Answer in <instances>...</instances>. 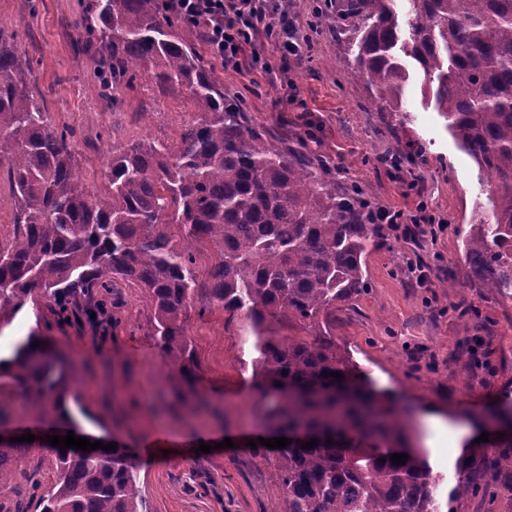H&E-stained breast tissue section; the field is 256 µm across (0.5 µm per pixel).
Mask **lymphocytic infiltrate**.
Listing matches in <instances>:
<instances>
[{
	"label": "lymphocytic infiltrate",
	"instance_id": "lymphocytic-infiltrate-1",
	"mask_svg": "<svg viewBox=\"0 0 512 512\" xmlns=\"http://www.w3.org/2000/svg\"><path fill=\"white\" fill-rule=\"evenodd\" d=\"M170 12L203 30L210 57L226 68L242 60L272 71L264 56L268 39H275L282 59L299 58L302 43L295 25L279 10V0H165Z\"/></svg>",
	"mask_w": 512,
	"mask_h": 512
}]
</instances>
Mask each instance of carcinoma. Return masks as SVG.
<instances>
[{
    "label": "carcinoma",
    "mask_w": 512,
    "mask_h": 512,
    "mask_svg": "<svg viewBox=\"0 0 512 512\" xmlns=\"http://www.w3.org/2000/svg\"><path fill=\"white\" fill-rule=\"evenodd\" d=\"M336 38L365 84L372 112H399L411 60L446 128L488 181L493 223L473 224L466 260L488 288L512 299V0H325ZM82 23L103 92L133 85L152 65L159 88H180L198 112L177 153L138 140L112 146L103 196L86 191L73 133L50 123L32 94L33 71L0 30V169L14 201L0 239V332L40 300L67 320L105 311L116 282L144 294L153 338L182 393L196 367L185 335L198 283L193 254L169 224L217 249L213 302L257 330L254 388L270 437L294 442L253 453L276 471L281 512H438L439 479L406 446L392 399L348 378L354 364L328 317L366 286V257L382 237L374 205L356 186L317 172L304 141L290 147L224 93L163 0H87ZM295 322L304 337L280 336ZM340 373V377L332 373ZM68 373L50 338L31 334L0 359V427L23 403L50 404L79 436L66 405ZM405 454L402 464L391 454ZM512 495V433L474 443L456 468L451 500ZM129 449L64 451L35 438L0 442V512H142Z\"/></svg>",
    "instance_id": "obj_1"
}]
</instances>
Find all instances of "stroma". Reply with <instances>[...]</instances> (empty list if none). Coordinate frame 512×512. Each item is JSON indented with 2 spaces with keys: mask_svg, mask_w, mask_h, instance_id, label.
Segmentation results:
<instances>
[{
  "mask_svg": "<svg viewBox=\"0 0 512 512\" xmlns=\"http://www.w3.org/2000/svg\"><path fill=\"white\" fill-rule=\"evenodd\" d=\"M321 0H288V16L305 37L299 59L287 60L278 79L261 69L207 68L237 95L259 126L274 136L310 137L329 180L353 183L375 205L404 212L426 203L447 228L436 240L406 238L386 226L367 258L366 287L336 311V341L364 379L410 413V445L421 449L443 479L446 501L467 441L451 435L466 424L484 433L485 416L512 406V300L483 287L463 256V240L481 215L486 178L454 143L412 76L402 100L403 122L367 108L363 86L343 59V48ZM85 0H0V30L16 37L33 63L31 81L52 123L69 128L89 193H101L109 153L129 140H150L177 152L180 132L194 114L178 91H160L147 69L117 97L100 93V76L81 51ZM292 90H283V83ZM422 153L416 170L394 171L388 159ZM426 281H419V273ZM119 308L106 321L61 326L49 307H25L0 331L10 352L29 332L51 337L84 407L82 431L114 438L133 449L145 512H280L271 494L272 471L254 456L262 413L253 389L255 331L243 315L228 316L204 295L190 304L186 334L199 375L196 394L179 399L178 385L152 338V313L138 288L121 286ZM436 407L449 434L428 430L424 414ZM232 447H224V439ZM212 445L199 453L200 444Z\"/></svg>",
  "mask_w": 512,
  "mask_h": 512,
  "instance_id": "1",
  "label": "stroma"
}]
</instances>
